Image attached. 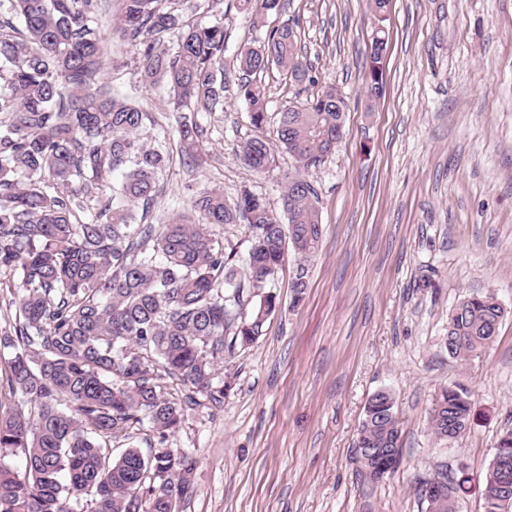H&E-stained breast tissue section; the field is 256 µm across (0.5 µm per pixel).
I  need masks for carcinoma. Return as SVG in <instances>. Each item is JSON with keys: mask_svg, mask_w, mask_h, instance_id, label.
Masks as SVG:
<instances>
[{"mask_svg": "<svg viewBox=\"0 0 512 512\" xmlns=\"http://www.w3.org/2000/svg\"><path fill=\"white\" fill-rule=\"evenodd\" d=\"M111 32L100 27L103 0H10L0 14V270L17 271L24 294L14 333L0 336L8 385L26 409L0 410V450L21 452L20 472L0 459V512H179L194 493L196 458L165 447L184 418V387L218 407L231 380L217 376L237 347L253 344L277 309L267 290L285 262L299 260L294 301L307 288V262L323 228L318 191L307 178L344 134L345 101L329 85L280 112L277 143L264 132L265 88L239 83L253 135L242 161L255 173L275 164V147L296 163L288 175L280 223L265 198L244 189L200 192L193 211L152 223L168 143L148 146L139 131L149 113L118 100L104 81L106 42L136 55L142 79L168 86L180 113V147L198 152L204 129L193 113L224 102V25L206 26L175 12L179 0H119ZM256 19L281 0H238ZM176 37L164 46L166 35ZM387 44L376 28L371 45V98L381 93L376 64ZM246 74L275 66L297 85L316 86L294 28L266 31L240 52ZM124 172L112 184V173ZM245 223L250 248L243 271L215 228ZM505 311L491 294L461 299L448 319V353L464 360L489 345ZM392 395L368 400L357 444L399 456ZM469 393L441 390L429 413L432 433L466 432ZM149 424L157 447L128 446L112 457V440ZM500 471L482 478L484 512H512L498 497ZM461 477L443 499L425 497V512H450Z\"/></svg>", "mask_w": 512, "mask_h": 512, "instance_id": "cac0c4a2", "label": "carcinoma"}]
</instances>
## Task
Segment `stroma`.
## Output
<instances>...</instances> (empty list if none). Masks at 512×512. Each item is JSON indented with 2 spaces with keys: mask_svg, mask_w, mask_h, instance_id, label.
Wrapping results in <instances>:
<instances>
[{
  "mask_svg": "<svg viewBox=\"0 0 512 512\" xmlns=\"http://www.w3.org/2000/svg\"><path fill=\"white\" fill-rule=\"evenodd\" d=\"M262 25L236 0H179L180 13L223 23L224 107L199 112L206 151L174 152L155 219L223 186L265 197L273 211L294 162L253 174L240 160L252 127L237 96V56L265 27L290 24L320 85L346 102L345 134L310 176L319 194L321 247L294 303L297 258L271 286L278 308L255 344L223 371L232 389L219 407H187L167 447L197 460L195 494L180 512H425L420 481L466 466L460 512H484L477 479L500 434L512 428V0H390L384 88L366 98L372 0H283ZM112 93L132 97L152 123L146 144L178 142L166 85H142L127 47L112 48ZM265 134L279 113L312 95L270 68ZM491 294L506 315L495 340L468 359L449 356L448 316L463 297ZM470 394L465 434L439 441L428 412L442 386ZM390 392L401 464L369 481L356 439L369 397Z\"/></svg>",
  "mask_w": 512,
  "mask_h": 512,
  "instance_id": "1",
  "label": "stroma"
}]
</instances>
